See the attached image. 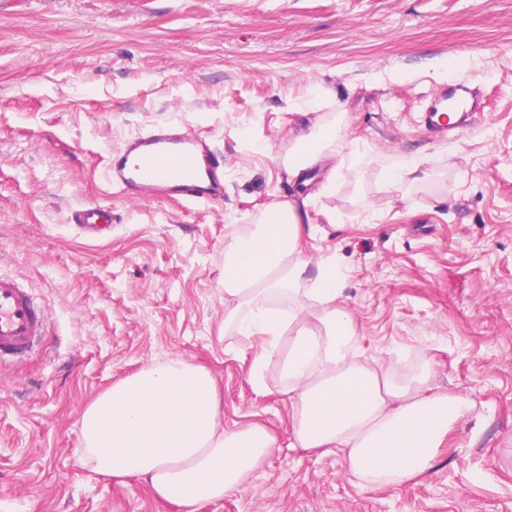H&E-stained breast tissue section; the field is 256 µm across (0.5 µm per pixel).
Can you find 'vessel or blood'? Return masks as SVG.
<instances>
[{
  "label": "vessel or blood",
  "instance_id": "obj_1",
  "mask_svg": "<svg viewBox=\"0 0 512 512\" xmlns=\"http://www.w3.org/2000/svg\"><path fill=\"white\" fill-rule=\"evenodd\" d=\"M485 107L479 89L451 83L430 96L421 120L443 136L471 126ZM106 182L129 200L174 198L197 205L223 197L224 166L206 136L160 126L109 154ZM74 221L96 229L111 223L112 212L96 202L77 210ZM46 329L45 312L32 294L15 279L0 276V360L32 350Z\"/></svg>",
  "mask_w": 512,
  "mask_h": 512
}]
</instances>
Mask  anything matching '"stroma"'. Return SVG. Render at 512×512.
Instances as JSON below:
<instances>
[{
	"label": "stroma",
	"instance_id": "1",
	"mask_svg": "<svg viewBox=\"0 0 512 512\" xmlns=\"http://www.w3.org/2000/svg\"><path fill=\"white\" fill-rule=\"evenodd\" d=\"M441 64L487 103L445 139L419 118ZM339 117L354 166L299 192L285 159ZM169 124L223 156V199L104 196L107 154ZM408 154L419 182L381 191ZM99 199L112 229L89 236L71 213ZM288 200L366 354L401 376L429 359L433 386L473 403L408 483L363 487L343 454L292 447L277 359L224 322L225 239ZM0 274L49 329L0 367V512H512V0H0ZM172 356L210 371L224 427L278 437L223 500L168 502L83 456L85 408Z\"/></svg>",
	"mask_w": 512,
	"mask_h": 512
}]
</instances>
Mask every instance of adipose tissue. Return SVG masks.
<instances>
[{"label":"adipose tissue","instance_id":"1","mask_svg":"<svg viewBox=\"0 0 512 512\" xmlns=\"http://www.w3.org/2000/svg\"><path fill=\"white\" fill-rule=\"evenodd\" d=\"M341 126H315L297 141L286 168L344 159ZM306 215L274 203L258 233L224 246L226 318L239 335L266 336L278 357L292 407L291 438L302 448L343 452L365 486L401 485L430 469L469 399L435 391L432 366L399 376L364 358L358 323L344 306L334 257L312 260L302 246ZM211 374L180 356L152 364L103 393L81 414L84 452L97 472L137 477L181 505H198L243 487L277 446L259 424L222 427Z\"/></svg>","mask_w":512,"mask_h":512}]
</instances>
